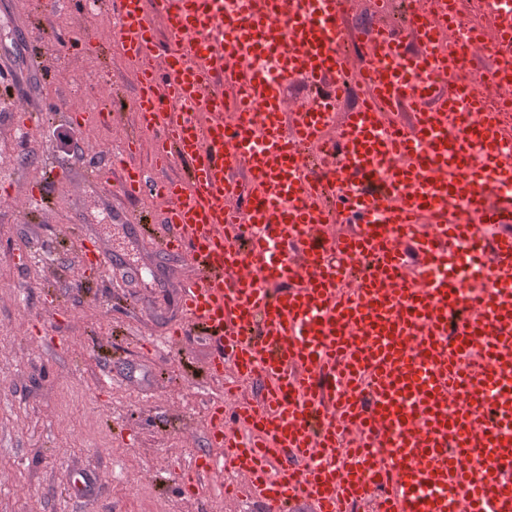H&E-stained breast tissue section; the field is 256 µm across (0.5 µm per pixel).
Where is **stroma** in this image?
Instances as JSON below:
<instances>
[{
    "instance_id": "1",
    "label": "stroma",
    "mask_w": 512,
    "mask_h": 512,
    "mask_svg": "<svg viewBox=\"0 0 512 512\" xmlns=\"http://www.w3.org/2000/svg\"><path fill=\"white\" fill-rule=\"evenodd\" d=\"M114 25L104 10L0 0V512H264L225 497L223 477L203 493L186 482V466L210 451L207 409L225 393L198 332L148 349L181 318L178 288L156 276L178 273L180 259L149 240L160 200L123 198L115 172L84 180L85 156L119 153L137 124L134 67L110 46ZM89 41L96 51L79 50ZM49 98L57 111H43ZM53 165L62 175L46 180ZM40 179L45 200L33 207ZM116 211L140 214L138 230L113 222ZM90 228L142 266L139 284L81 267L76 238ZM82 472L98 481L77 502Z\"/></svg>"
}]
</instances>
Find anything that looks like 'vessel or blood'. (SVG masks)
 Wrapping results in <instances>:
<instances>
[{"mask_svg":"<svg viewBox=\"0 0 512 512\" xmlns=\"http://www.w3.org/2000/svg\"><path fill=\"white\" fill-rule=\"evenodd\" d=\"M73 3L108 9L135 66L126 150L147 131L156 165L189 164L154 187L128 167L121 183L163 200L153 245L189 267L169 336L203 328L214 377L231 367L262 384L257 399L210 407L212 451L190 484L232 470L226 494L267 512H458L463 497L471 512H512V161L496 114L447 90L469 47L447 35L448 0L375 32L349 23L351 0ZM483 6L498 23L489 80L508 92L512 0ZM412 30L416 56L403 50ZM351 43L366 47L360 64ZM269 64L334 94L289 106ZM354 80L367 97L337 112ZM342 207L358 223L336 233ZM499 227L492 265L450 272L461 243ZM80 253L115 264L86 238Z\"/></svg>","mask_w":512,"mask_h":512,"instance_id":"b4317fda","label":"vessel or blood"}]
</instances>
